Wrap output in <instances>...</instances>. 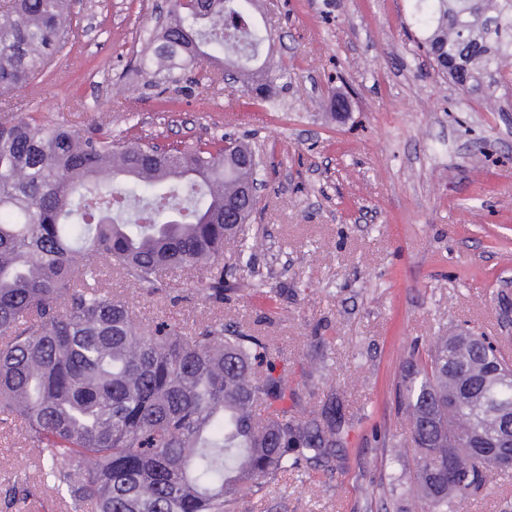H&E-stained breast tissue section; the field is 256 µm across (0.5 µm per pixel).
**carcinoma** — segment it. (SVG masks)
Listing matches in <instances>:
<instances>
[{
	"label": "carcinoma",
	"mask_w": 512,
	"mask_h": 512,
	"mask_svg": "<svg viewBox=\"0 0 512 512\" xmlns=\"http://www.w3.org/2000/svg\"><path fill=\"white\" fill-rule=\"evenodd\" d=\"M256 12V0H173L137 71L227 68L264 99L288 66L264 57ZM410 16L416 46L461 99L512 92V0H410ZM71 33L67 0L0 5V96L35 84ZM224 150L222 137L164 148L91 123L0 121V426L37 449L40 484L72 512H249L292 470H336L351 423L336 393H318L328 355L292 385L272 337L221 319L192 331L142 323L98 278L115 269L160 295L206 265L193 287L213 307L251 293V276L227 282L219 264L228 244L254 248L224 223L252 177ZM465 335L433 337L397 383L411 424L399 448L417 468L394 481H410L429 512H455L498 473L476 445L495 429L474 402L512 408V384L477 374L512 363ZM30 496L14 486L0 507Z\"/></svg>",
	"instance_id": "carcinoma-1"
}]
</instances>
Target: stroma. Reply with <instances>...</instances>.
<instances>
[{
    "instance_id": "1",
    "label": "stroma",
    "mask_w": 512,
    "mask_h": 512,
    "mask_svg": "<svg viewBox=\"0 0 512 512\" xmlns=\"http://www.w3.org/2000/svg\"><path fill=\"white\" fill-rule=\"evenodd\" d=\"M170 0H71L69 51L43 81L16 90L33 118L93 121L102 132L159 140L249 139L266 181L255 220V292L216 310L189 295L152 297L119 271L104 286L141 321L186 328L215 318L271 336L295 371L312 337L327 340L320 387L336 391L352 427L328 475L283 477L253 512H420L396 474L412 471L396 442L410 433L395 386L410 348L471 329L512 360V102L489 112L458 104L452 84L415 51L409 0H260L271 60L288 65L274 99L200 76L146 89L134 71L147 30ZM349 110L329 118L330 99ZM39 458L0 429V494L37 481ZM457 512H512V471Z\"/></svg>"
}]
</instances>
